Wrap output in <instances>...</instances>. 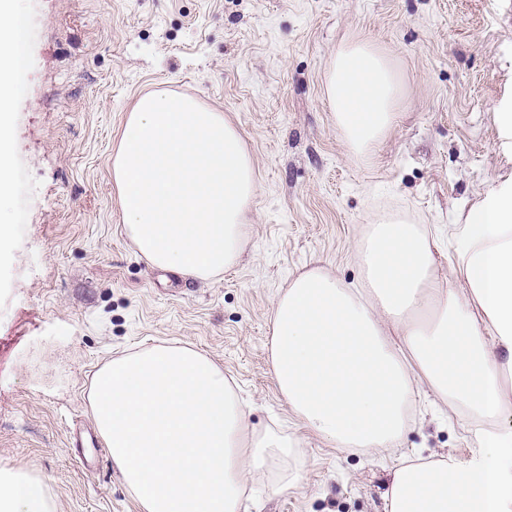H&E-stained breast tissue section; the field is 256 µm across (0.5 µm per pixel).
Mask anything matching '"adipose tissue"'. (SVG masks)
Listing matches in <instances>:
<instances>
[{
    "label": "adipose tissue",
    "instance_id": "adipose-tissue-1",
    "mask_svg": "<svg viewBox=\"0 0 512 512\" xmlns=\"http://www.w3.org/2000/svg\"><path fill=\"white\" fill-rule=\"evenodd\" d=\"M25 13L0 0V245L11 237L14 76ZM400 85L366 41L331 58L326 101L347 147L390 130ZM125 231L152 265L210 280L236 264L257 179L238 127L175 93L142 95L112 159ZM456 265L441 281L427 231L373 218L356 245L362 287L314 267L289 279L271 316L270 354L296 421L334 446L375 457L409 427L415 387L465 411L470 458L401 461L387 512H512V175L452 217ZM97 428L142 512H238L249 478L297 454L289 434L251 429L221 367L194 349L151 346L94 379ZM0 512H54L40 479L0 469Z\"/></svg>",
    "mask_w": 512,
    "mask_h": 512
}]
</instances>
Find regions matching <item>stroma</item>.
<instances>
[{"label":"stroma","instance_id":"obj_1","mask_svg":"<svg viewBox=\"0 0 512 512\" xmlns=\"http://www.w3.org/2000/svg\"><path fill=\"white\" fill-rule=\"evenodd\" d=\"M13 100L12 204L27 221L0 250V468L42 479L55 512H140L95 428L96 372L179 344L221 366L251 426L287 422L270 358L274 299L315 266L357 286L371 214L406 213L436 240L447 279L456 208L512 174L494 107L512 88V0H26ZM390 58L402 94L370 157L352 155L324 96L340 45ZM147 92L224 112L252 155L257 191L239 261L200 281L151 267L124 228L112 153ZM302 483L244 497L239 512H385L395 458L469 457L465 421L436 395L395 457L367 458L292 430Z\"/></svg>","mask_w":512,"mask_h":512}]
</instances>
